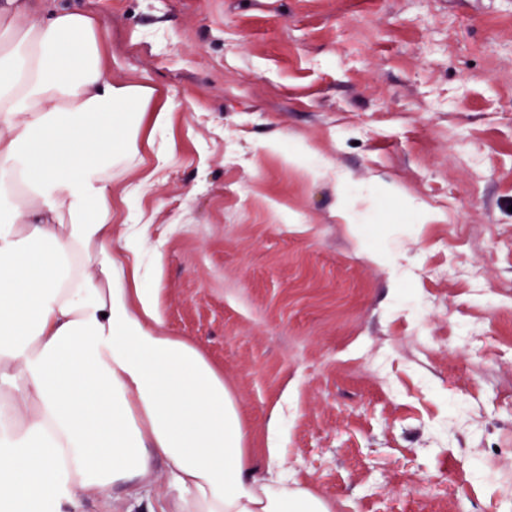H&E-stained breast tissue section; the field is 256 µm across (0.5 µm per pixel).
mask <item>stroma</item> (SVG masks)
<instances>
[{"label": "stroma", "mask_w": 512, "mask_h": 512, "mask_svg": "<svg viewBox=\"0 0 512 512\" xmlns=\"http://www.w3.org/2000/svg\"><path fill=\"white\" fill-rule=\"evenodd\" d=\"M56 2L175 104L112 250L149 225L255 462L275 415L332 512H512V0Z\"/></svg>", "instance_id": "obj_1"}]
</instances>
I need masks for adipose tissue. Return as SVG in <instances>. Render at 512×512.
Returning a JSON list of instances; mask_svg holds the SVG:
<instances>
[{
  "mask_svg": "<svg viewBox=\"0 0 512 512\" xmlns=\"http://www.w3.org/2000/svg\"><path fill=\"white\" fill-rule=\"evenodd\" d=\"M171 110L113 84L97 16L0 5V512H329L277 427L256 471L223 376L112 253V185Z\"/></svg>",
  "mask_w": 512,
  "mask_h": 512,
  "instance_id": "adipose-tissue-1",
  "label": "adipose tissue"
}]
</instances>
